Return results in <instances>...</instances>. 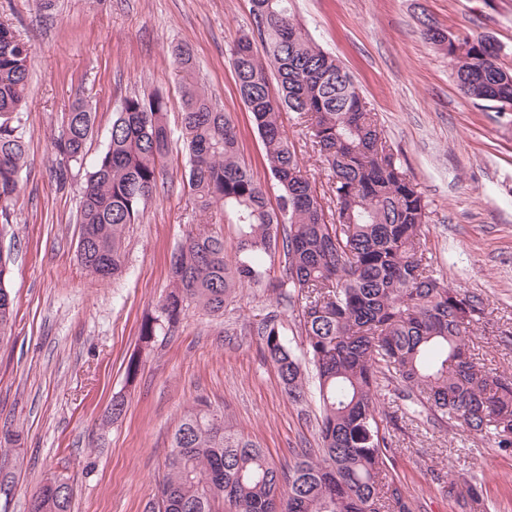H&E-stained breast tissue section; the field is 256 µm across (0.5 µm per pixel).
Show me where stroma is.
I'll return each mask as SVG.
<instances>
[{"instance_id":"1","label":"stroma","mask_w":512,"mask_h":512,"mask_svg":"<svg viewBox=\"0 0 512 512\" xmlns=\"http://www.w3.org/2000/svg\"><path fill=\"white\" fill-rule=\"evenodd\" d=\"M304 32L335 55L374 109L388 145L427 204L434 265L451 287L481 298L486 320L469 336L474 357L512 373V112L464 98L445 51L422 36V19L450 34L493 37L512 68V0H294ZM0 22L33 50L23 125L28 163L13 201L10 341L0 344V427L19 434L0 447L15 475L0 512H28L31 493L69 477L72 512H144L164 474L170 436L198 400L220 409L288 466L316 445L317 400L289 404L262 354L257 327L279 311L276 296L240 288L214 317L192 308L151 346L140 339L146 312L165 295L173 251L188 231L218 232L234 255L236 227L220 210H195L183 188L188 158L174 143L144 219L126 233L119 279L95 280L77 261L76 222L91 162L105 148L112 114L134 92L162 91L168 124L181 128L183 75L169 54L188 45L196 78L238 130L240 157L263 185L272 178L237 91L230 50L246 33L249 0H0ZM96 114L84 162L53 149L76 99ZM281 121L304 173L336 199L327 172L295 113ZM140 368L128 377L130 356ZM125 415L109 420L113 398ZM394 474L415 512H458L435 484L442 474L476 479L490 512H512V452L455 426L418 423L392 433Z\"/></svg>"}]
</instances>
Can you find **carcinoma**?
Returning a JSON list of instances; mask_svg holds the SVG:
<instances>
[{
	"mask_svg": "<svg viewBox=\"0 0 512 512\" xmlns=\"http://www.w3.org/2000/svg\"><path fill=\"white\" fill-rule=\"evenodd\" d=\"M250 29L234 45L231 66L240 97L264 147L277 204L239 160L235 126L194 79L189 48L172 49L186 75L182 137L189 156L186 185L203 211L220 207L238 226L234 260L224 236L188 231L172 254L170 289L141 325V340L176 328L194 307L224 315L238 288H261L286 305L303 336L301 353L284 340L279 315L258 331L263 355L276 368L288 401L302 403L305 372L317 377L321 406L318 457L306 450L282 469L224 414L199 401L180 417L165 458L166 474L146 512H414L401 481L388 475L395 449L388 425L425 421L464 426L512 449V375L475 361L467 338L485 318L479 297L437 277L424 232L422 193L385 145L376 113L335 56L298 22L292 0H249ZM260 43L267 61L257 57ZM448 46L456 83L472 100L512 107V68L484 37ZM31 47L0 24V167L26 168L21 128ZM305 120L307 134L332 177L336 222L327 223L316 188L304 175L281 122L283 111ZM168 102L157 91L123 98L107 145L81 192L77 256L98 279L125 269V229L143 218L172 150ZM94 113L82 100L63 118L68 136L54 138L66 160L84 159ZM18 187L0 199V237L13 227ZM279 257L284 274L271 279L266 262ZM11 253L0 256V341L12 332L7 288ZM394 394L385 418L381 399ZM461 512H487L477 483L438 476ZM72 488L46 486L31 512H71Z\"/></svg>",
	"mask_w": 512,
	"mask_h": 512,
	"instance_id": "obj_1",
	"label": "carcinoma"
}]
</instances>
